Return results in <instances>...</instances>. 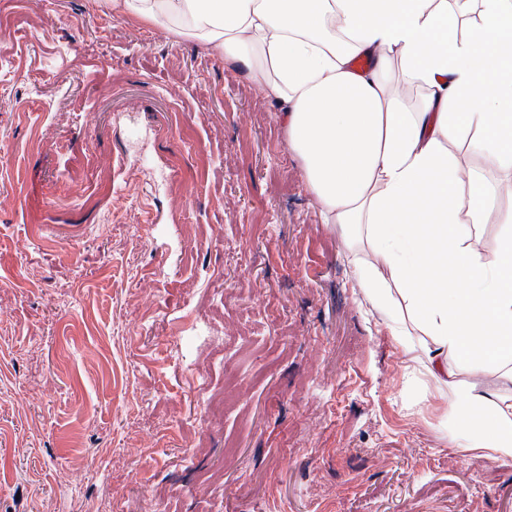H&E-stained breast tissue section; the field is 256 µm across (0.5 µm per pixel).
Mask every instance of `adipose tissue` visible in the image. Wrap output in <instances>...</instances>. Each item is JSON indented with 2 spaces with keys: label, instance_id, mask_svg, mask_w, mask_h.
<instances>
[{
  "label": "adipose tissue",
  "instance_id": "obj_1",
  "mask_svg": "<svg viewBox=\"0 0 512 512\" xmlns=\"http://www.w3.org/2000/svg\"><path fill=\"white\" fill-rule=\"evenodd\" d=\"M242 69L281 109L324 223L374 262L358 283L397 347L448 386V436L512 456V228L488 254L490 186L449 152L470 133L512 169V0H112ZM481 23L458 33L472 12ZM426 93L406 108L398 83ZM496 370L489 392L459 371Z\"/></svg>",
  "mask_w": 512,
  "mask_h": 512
}]
</instances>
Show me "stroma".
Segmentation results:
<instances>
[{
	"label": "stroma",
	"instance_id": "1",
	"mask_svg": "<svg viewBox=\"0 0 512 512\" xmlns=\"http://www.w3.org/2000/svg\"><path fill=\"white\" fill-rule=\"evenodd\" d=\"M444 393L245 73L96 0H0V512H512Z\"/></svg>",
	"mask_w": 512,
	"mask_h": 512
}]
</instances>
